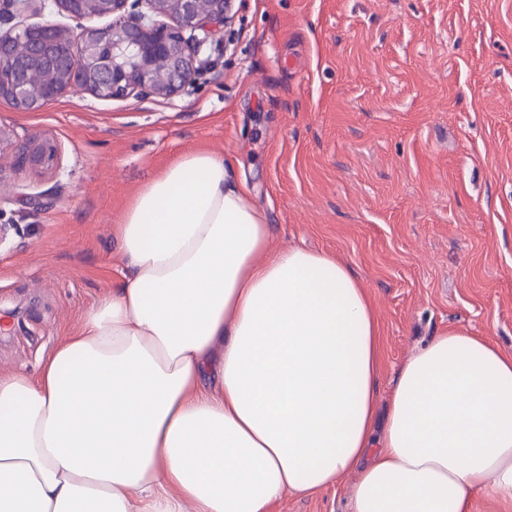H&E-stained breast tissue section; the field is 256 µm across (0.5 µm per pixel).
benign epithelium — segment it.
I'll list each match as a JSON object with an SVG mask.
<instances>
[{"label": "benign epithelium", "mask_w": 512, "mask_h": 512, "mask_svg": "<svg viewBox=\"0 0 512 512\" xmlns=\"http://www.w3.org/2000/svg\"><path fill=\"white\" fill-rule=\"evenodd\" d=\"M74 20L110 16L105 28L64 27L45 20L0 33V70L16 72L0 81V99L20 111H38L70 88L101 99L132 95L171 98L210 66L204 46L224 26L229 0H53ZM161 16L173 19L168 25ZM53 69L59 77L32 86L26 72ZM14 131L0 125V150L10 149L14 164L41 173L55 168L56 148L45 141L17 145Z\"/></svg>", "instance_id": "benign-epithelium-1"}]
</instances>
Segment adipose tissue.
<instances>
[{"label": "adipose tissue", "instance_id": "ef3b65f1", "mask_svg": "<svg viewBox=\"0 0 512 512\" xmlns=\"http://www.w3.org/2000/svg\"><path fill=\"white\" fill-rule=\"evenodd\" d=\"M118 277L39 374L0 372V512L512 507V354L455 329L378 401L382 330L329 252L272 246L232 158L176 157L118 223ZM354 476L346 474L337 484L312 496L288 495L273 505L272 512H345Z\"/></svg>", "mask_w": 512, "mask_h": 512}]
</instances>
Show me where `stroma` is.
<instances>
[{
	"label": "stroma",
	"mask_w": 512,
	"mask_h": 512,
	"mask_svg": "<svg viewBox=\"0 0 512 512\" xmlns=\"http://www.w3.org/2000/svg\"><path fill=\"white\" fill-rule=\"evenodd\" d=\"M179 95L0 101L54 173L0 151V371L43 360L112 285V226L176 156L239 161L278 248L343 258L383 333L379 395L454 328L512 353V0H232ZM353 475L272 512H346Z\"/></svg>",
	"instance_id": "35a3bbf8"
}]
</instances>
